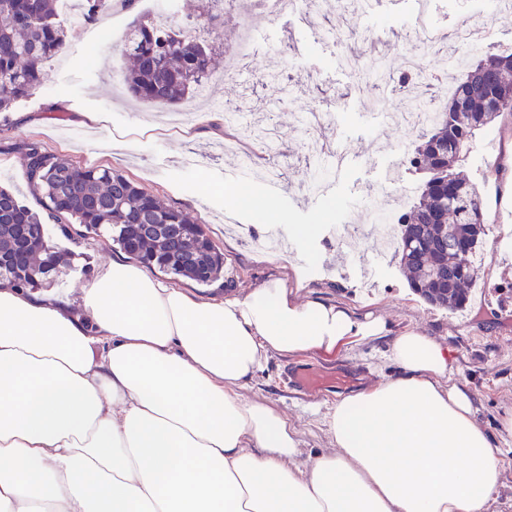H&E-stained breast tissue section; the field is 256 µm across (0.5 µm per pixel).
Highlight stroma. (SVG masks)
<instances>
[{"mask_svg": "<svg viewBox=\"0 0 512 512\" xmlns=\"http://www.w3.org/2000/svg\"><path fill=\"white\" fill-rule=\"evenodd\" d=\"M478 19L492 31L493 42L479 41L465 52L472 63L486 52L512 50V16H492L481 7H467L465 0H436L432 20L454 29L461 12ZM153 12L143 0L134 6L112 0L109 9L82 26L66 23L63 52L45 62L41 85L0 112V184L10 187L19 200L52 225L51 242L66 258L44 281L48 293L76 297L81 286L100 267L126 261V254L108 236L86 232L78 224L55 227V219L35 196L25 178V147L64 156L84 168L112 167L159 197L164 203L198 217L213 243L224 254V275L209 286L176 278L175 283L207 299L242 293L261 283L280 279L300 285L303 296L340 305L357 318L372 314L385 318L392 330L416 329L448 345L455 354L454 378L468 386L478 419L505 448L504 486L493 512H512V437L499 433L500 418L512 408V298L504 289L512 284V238L487 235L482 247L487 260L479 282L462 310L450 312L427 304L410 288L397 260L385 250L372 229L375 213L385 198L403 190L416 192L417 181L400 171L396 184L379 181L374 168L400 163L417 134L395 127L371 129L362 114L385 113L401 105L403 95L392 79L366 87L368 73L379 62L399 64L403 53L401 34L405 20L386 15H352L359 36L355 45L360 67L351 70L337 57L321 29L335 25L339 11H320L304 19L291 15L255 27L256 56L242 73L227 78L217 70L211 81L214 100L195 102V115L178 130H160L159 106L142 101L118 82L128 59L121 49L103 52L93 36L102 29L126 33ZM338 100L333 120L324 131L328 141L340 142L357 163L343 176L314 174L302 147L305 132L301 113L314 104ZM242 108L253 121L272 119L280 137L273 144L280 161L283 187L272 224H318L322 234L305 252L281 254L258 250L251 241L258 231L245 219L236 226L224 222L227 200L241 186L265 190L244 162L245 152L231 149L236 122L226 120V108ZM101 116V123L84 122L83 113ZM512 142V112H505L493 129L477 135L463 169L478 184L486 203L488 220L512 216L504 205L507 186L505 153ZM350 223L361 238L353 255L337 251L336 226ZM379 265H367L373 253ZM389 337L351 340L333 355L311 354L273 357L265 370L245 389V396L268 402L292 423L303 448H325L322 416L336 400L369 384L396 374L387 358ZM319 372L333 381L322 391L294 386L290 375Z\"/></svg>", "mask_w": 512, "mask_h": 512, "instance_id": "obj_1", "label": "stroma"}]
</instances>
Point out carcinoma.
I'll return each mask as SVG.
<instances>
[{
	"label": "carcinoma",
	"instance_id": "carcinoma-1",
	"mask_svg": "<svg viewBox=\"0 0 512 512\" xmlns=\"http://www.w3.org/2000/svg\"><path fill=\"white\" fill-rule=\"evenodd\" d=\"M92 20L110 0H79ZM58 0H0V112L42 82L41 65L66 45ZM196 23L163 25L154 20L129 30L123 46L132 64L119 82L137 98L178 104L198 95L220 52L198 40ZM448 105L422 129L406 154V170L418 177L415 200L395 219V257L411 277L413 291L430 305L454 312L468 301L481 264L474 261L488 235L485 201L476 184L455 172L476 133L491 126L512 102V53H489L452 76ZM495 81L499 101L489 110L477 86ZM25 175L46 209L67 224L97 233L112 228V242L129 257L158 271L209 286L224 273V253L203 225L169 206L123 173L81 168L32 144ZM27 224L38 244L24 264L17 225ZM47 225L9 189L0 187V284L33 288L56 269L61 257L48 245Z\"/></svg>",
	"mask_w": 512,
	"mask_h": 512
}]
</instances>
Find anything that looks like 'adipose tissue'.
I'll list each match as a JSON object with an SVG mask.
<instances>
[{"instance_id": "1", "label": "adipose tissue", "mask_w": 512, "mask_h": 512, "mask_svg": "<svg viewBox=\"0 0 512 512\" xmlns=\"http://www.w3.org/2000/svg\"><path fill=\"white\" fill-rule=\"evenodd\" d=\"M79 304L0 286V512H490L503 451L415 329L276 279L202 299L112 262ZM391 335L397 374L324 415L311 454L244 391L271 356Z\"/></svg>"}]
</instances>
